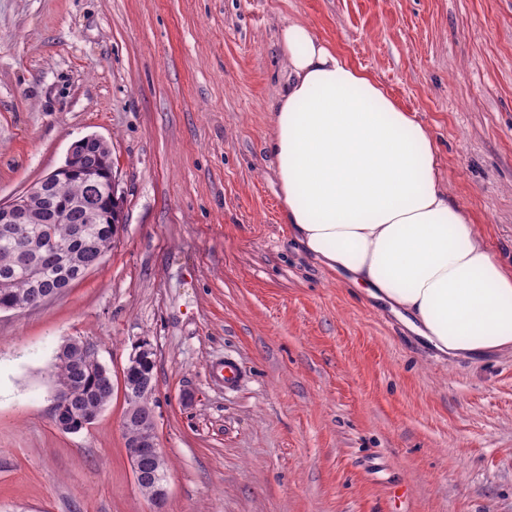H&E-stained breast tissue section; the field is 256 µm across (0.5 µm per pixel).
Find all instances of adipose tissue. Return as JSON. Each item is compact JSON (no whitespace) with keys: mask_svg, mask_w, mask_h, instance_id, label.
Masks as SVG:
<instances>
[{"mask_svg":"<svg viewBox=\"0 0 512 512\" xmlns=\"http://www.w3.org/2000/svg\"><path fill=\"white\" fill-rule=\"evenodd\" d=\"M281 45L265 148L295 239L437 356L512 350V272L440 182L428 130L304 23Z\"/></svg>","mask_w":512,"mask_h":512,"instance_id":"1","label":"adipose tissue"}]
</instances>
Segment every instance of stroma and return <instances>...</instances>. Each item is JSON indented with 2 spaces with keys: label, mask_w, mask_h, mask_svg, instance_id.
<instances>
[{
  "label": "stroma",
  "mask_w": 512,
  "mask_h": 512,
  "mask_svg": "<svg viewBox=\"0 0 512 512\" xmlns=\"http://www.w3.org/2000/svg\"><path fill=\"white\" fill-rule=\"evenodd\" d=\"M293 20L430 132L512 270V0H0V202L87 135L123 197L104 263L0 311V512H153L122 427L143 340L164 512H512V351L435 357L283 222L264 144ZM71 337L114 389L64 432L47 369Z\"/></svg>",
  "instance_id": "stroma-1"
}]
</instances>
